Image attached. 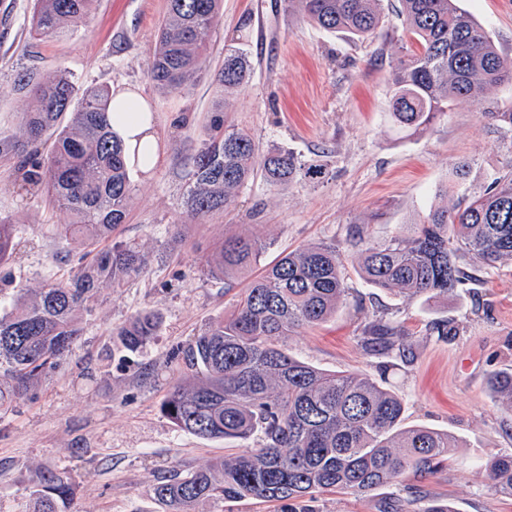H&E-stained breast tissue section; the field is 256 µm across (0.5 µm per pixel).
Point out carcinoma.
<instances>
[{
	"mask_svg": "<svg viewBox=\"0 0 512 512\" xmlns=\"http://www.w3.org/2000/svg\"><path fill=\"white\" fill-rule=\"evenodd\" d=\"M385 0H286L288 9L320 28L352 38L372 36L382 22ZM402 31L418 50L398 58L390 76L388 112L404 131L431 128L459 98H483L512 84V58L457 0H400ZM94 0H35L31 29L40 39L73 35ZM220 0H167L149 78L161 92H187L207 70V47L219 18ZM245 51L229 46L224 66L213 74L220 91L248 81ZM18 90L32 107L20 114L26 143L0 137V154L21 157V187L47 189L72 221L66 237L81 235L87 247L111 237L125 223L131 199L126 146L115 130L112 94L83 86L61 71L43 77L27 70ZM498 142L512 150V110L488 112ZM52 140L48 162L39 146ZM183 195L185 214L202 219L220 211L256 175L271 187L297 178H318L320 166L302 162L282 148L259 150L253 136L212 116L204 138L189 157ZM452 206H430L377 242L370 225L355 224L350 245L357 271L373 288L406 296L446 297L463 283L460 260L493 266L512 258V167L489 175L479 193L466 186L470 164L453 166ZM18 225L0 224V265L12 257ZM267 244L253 235L224 240L207 261L208 271L231 281L260 264ZM91 258L76 275L48 285L31 301L19 299L0 311V364L10 384H0V407L37 385L80 336L77 312L89 304L98 284L138 272L145 257L135 245L118 243ZM339 247L303 246L263 267L241 289L234 310L208 326L183 353L191 378L175 386L164 409L182 431L203 438L249 441L258 446L226 456L209 467L154 488L168 512H192L202 501L249 497L283 501L325 492L365 494L405 474L432 473L456 444L445 433L403 426V398L358 374L328 372L300 361L278 346L290 332L318 325L346 301ZM160 323L151 310L117 331L134 352L150 342ZM370 352L405 353L396 326L382 321L364 328ZM488 387L512 409V371H492ZM496 489L512 498V453L490 463ZM65 473L42 478L30 494L28 512H70Z\"/></svg>",
	"mask_w": 512,
	"mask_h": 512,
	"instance_id": "carcinoma-1",
	"label": "carcinoma"
}]
</instances>
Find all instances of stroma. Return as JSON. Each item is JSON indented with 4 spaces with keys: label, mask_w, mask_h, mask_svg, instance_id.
<instances>
[{
    "label": "stroma",
    "mask_w": 512,
    "mask_h": 512,
    "mask_svg": "<svg viewBox=\"0 0 512 512\" xmlns=\"http://www.w3.org/2000/svg\"><path fill=\"white\" fill-rule=\"evenodd\" d=\"M166 3L95 0L73 37L38 40L31 34L33 0H0V134L25 139L19 116L31 100L14 88L18 72L65 71L84 85L139 96L158 145L154 168L131 173L125 224L97 244H134L144 266L121 283L100 284L79 315L83 332L67 356L25 397L0 408V512H26L31 491L52 472L68 476L73 512H165L153 494L157 484L240 452L241 442L179 430L164 410L186 370L182 351L231 312L244 286L207 273L203 263L215 243L255 232L269 245V262L311 243L346 247L355 224L370 225L381 240L438 202L456 161L470 162L474 191L512 164L482 117L512 108L511 85L481 102L457 99L427 131L393 128L387 99L402 33L398 0H390L374 35L354 40L302 19L284 0H222L207 72L188 92L164 94L148 68ZM459 4L512 56V0ZM260 26L267 32L261 43ZM237 43L250 52L249 79L222 97L212 73L224 62L225 46ZM219 101L227 120L249 131L260 150H292L321 165L323 176L281 189L258 177L223 211L189 219L182 207L188 157ZM18 165V157L0 155V221L19 227L17 252L0 266V308L80 270L78 241L57 233L69 212L46 192L21 190ZM466 273L447 298L429 300L371 287L347 266L348 296L336 315L279 341L304 362L371 378L401 396L405 426L456 439L441 471L395 479L365 495L210 501L195 512H396L402 505L423 512L435 502L451 503L455 512H512V499L495 493L486 468L512 453V412L487 387L490 371L512 369V259ZM149 309L160 315L156 336L139 352L122 350L115 329ZM375 319L399 325L407 357L368 353L362 331ZM440 320L456 326L451 340L433 334Z\"/></svg>",
    "instance_id": "obj_1"
}]
</instances>
